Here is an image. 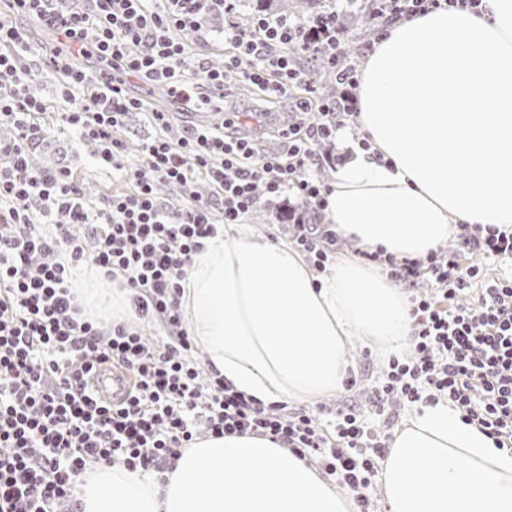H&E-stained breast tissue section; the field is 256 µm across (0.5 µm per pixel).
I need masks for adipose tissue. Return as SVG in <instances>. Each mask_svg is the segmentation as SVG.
<instances>
[{"label":"adipose tissue","instance_id":"adipose-tissue-1","mask_svg":"<svg viewBox=\"0 0 512 512\" xmlns=\"http://www.w3.org/2000/svg\"><path fill=\"white\" fill-rule=\"evenodd\" d=\"M357 93L368 145L337 168L325 223L358 248L423 258L459 225L512 224V0L392 25ZM182 306L210 373L262 404L339 390L354 333L407 345L411 305L379 267L339 258L315 278L286 243L228 224L192 257ZM387 512H512V455L447 401L421 405L381 468ZM81 512H349L306 459L270 438H203L164 477L103 465Z\"/></svg>","mask_w":512,"mask_h":512}]
</instances>
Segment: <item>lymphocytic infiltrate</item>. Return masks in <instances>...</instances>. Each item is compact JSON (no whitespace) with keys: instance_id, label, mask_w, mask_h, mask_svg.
Masks as SVG:
<instances>
[{"instance_id":"lymphocytic-infiltrate-1","label":"lymphocytic infiltrate","mask_w":512,"mask_h":512,"mask_svg":"<svg viewBox=\"0 0 512 512\" xmlns=\"http://www.w3.org/2000/svg\"><path fill=\"white\" fill-rule=\"evenodd\" d=\"M376 32L441 5L479 9L482 0H381ZM0 17V512H79L82 478L102 465L132 472L172 469L205 437L252 433L282 442L354 492H366L389 448V435L348 406L323 427L308 410L262 405L213 377L193 355L181 308L192 255L226 224H238L260 194L294 197L324 208L317 177L331 161L318 145L356 116L357 70L346 64L336 12L306 18L255 14L240 23L236 0H8ZM224 15L233 51L222 67L190 60L182 33L206 39L211 14ZM20 17L35 19L62 43L50 59L71 107L64 126L95 143L98 167L132 175V192L103 206L89 202L66 170L33 167L30 144L46 104L28 86L23 61L35 47ZM320 61L336 92L306 81L300 58ZM269 102L301 111L306 123H280L275 147L249 132L264 113L225 107L229 77ZM165 88L172 104L208 107L222 122L185 127L179 138L143 144L130 160L114 137L125 113L143 109L133 82ZM208 177V197L194 189ZM180 189L173 201L159 183ZM69 221L52 223L54 213ZM83 226L85 237L74 235ZM458 249L399 259L383 251L366 260L412 289L409 354L392 357L373 393L376 415L389 399L413 405L441 399L459 410L496 448L512 449V276L486 279L480 259L512 261V228L461 230ZM476 255L463 263L462 254ZM89 267L125 292L136 316L153 326L149 340L128 322L102 325L86 316L73 286ZM124 368L132 390L120 404L94 393L95 364Z\"/></svg>"}]
</instances>
